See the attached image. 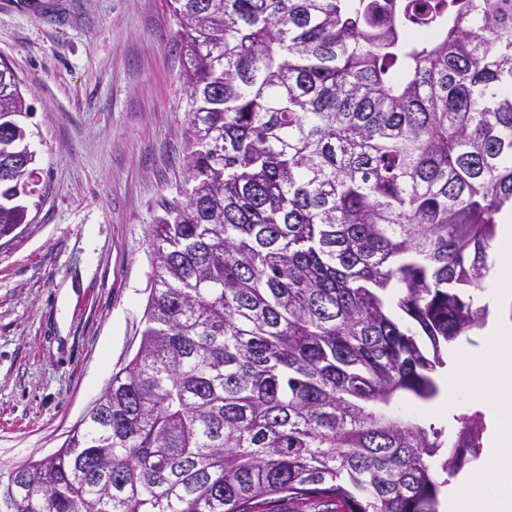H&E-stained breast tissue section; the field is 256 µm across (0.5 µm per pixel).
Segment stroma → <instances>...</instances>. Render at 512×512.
I'll return each instance as SVG.
<instances>
[{
  "mask_svg": "<svg viewBox=\"0 0 512 512\" xmlns=\"http://www.w3.org/2000/svg\"><path fill=\"white\" fill-rule=\"evenodd\" d=\"M167 0H0L38 192L0 239V475L61 448L136 354L150 234L184 180Z\"/></svg>",
  "mask_w": 512,
  "mask_h": 512,
  "instance_id": "35a3bbf8",
  "label": "stroma"
}]
</instances>
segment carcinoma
Here are the masks:
<instances>
[{"instance_id": "cac0c4a2", "label": "carcinoma", "mask_w": 512, "mask_h": 512, "mask_svg": "<svg viewBox=\"0 0 512 512\" xmlns=\"http://www.w3.org/2000/svg\"><path fill=\"white\" fill-rule=\"evenodd\" d=\"M185 200L138 351L0 512H439L482 447L439 393L512 209V0H170ZM0 68V238L36 192ZM468 409L475 410L479 409L482 410L486 416L485 421H487L488 424V430L485 431L483 435V443L485 445V442L487 440V437L489 435L490 429H491V422L490 417L487 412V410L478 402L474 401L473 399H458L455 401V409L452 413L448 414V410L445 408L443 410L440 409H427L424 406L422 408L420 406H415L410 403H401L400 404V412L401 414H409V413H415L420 418H422L425 423L429 424H435L436 426H442L446 425L448 426V422H452V416L453 414H458L460 412L466 411Z\"/></svg>"}]
</instances>
